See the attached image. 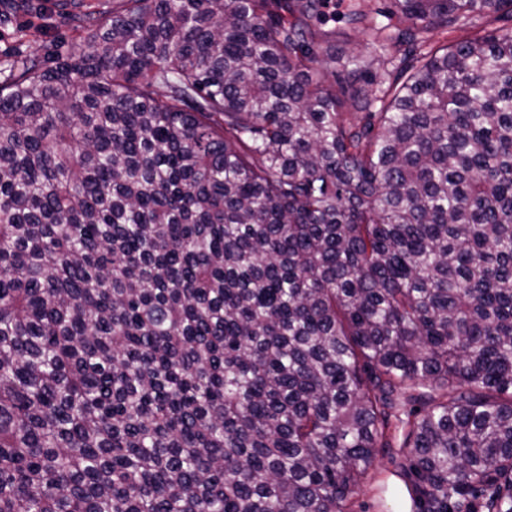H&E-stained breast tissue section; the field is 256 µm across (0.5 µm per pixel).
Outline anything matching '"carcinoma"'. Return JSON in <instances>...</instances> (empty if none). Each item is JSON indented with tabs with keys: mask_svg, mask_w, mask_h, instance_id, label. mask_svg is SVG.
<instances>
[{
	"mask_svg": "<svg viewBox=\"0 0 512 512\" xmlns=\"http://www.w3.org/2000/svg\"><path fill=\"white\" fill-rule=\"evenodd\" d=\"M382 2L4 63L0 512H349L394 421L417 512H512V0ZM368 41L367 35L346 29L345 33L336 35V39L331 43V51H336V55L345 56L350 52L362 49Z\"/></svg>",
	"mask_w": 512,
	"mask_h": 512,
	"instance_id": "obj_1",
	"label": "carcinoma"
}]
</instances>
